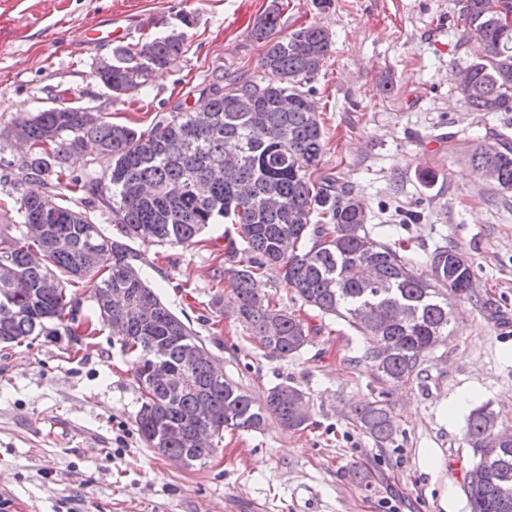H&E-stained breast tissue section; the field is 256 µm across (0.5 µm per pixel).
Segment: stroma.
Returning a JSON list of instances; mask_svg holds the SVG:
<instances>
[{"label": "stroma", "instance_id": "1", "mask_svg": "<svg viewBox=\"0 0 512 512\" xmlns=\"http://www.w3.org/2000/svg\"><path fill=\"white\" fill-rule=\"evenodd\" d=\"M270 0H0V198L11 192L24 143L13 119L55 105L98 113L143 131L217 66L254 69L261 44L248 32ZM193 23L182 27L180 17ZM456 0H288L282 33L315 23L333 50L315 78L326 132L321 172L352 188L374 235L392 227L415 252L450 245L473 264L476 301L458 302L453 331L426 358L425 380L390 393L393 443L378 446L353 409L378 395L356 333L315 316L275 272L257 285L315 325L296 356L265 357L228 304L224 258L237 234L211 225L191 247L130 244L150 287L255 400L288 381L307 392L310 420L288 430H225L205 466H175L147 448L132 358L110 329L93 346L59 331L0 345V512H469L463 434L471 408L489 404L512 426V190L483 180L468 162L472 135L512 139V112L468 110L459 73L469 62L449 20ZM120 15L125 41L184 28L187 51L158 71L140 100L117 101L95 74L112 43L87 40ZM419 218L405 222L407 212ZM475 392L449 416L450 402ZM451 500H443L445 489Z\"/></svg>", "mask_w": 512, "mask_h": 512}]
</instances>
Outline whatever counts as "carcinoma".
Wrapping results in <instances>:
<instances>
[{
    "label": "carcinoma",
    "mask_w": 512,
    "mask_h": 512,
    "mask_svg": "<svg viewBox=\"0 0 512 512\" xmlns=\"http://www.w3.org/2000/svg\"><path fill=\"white\" fill-rule=\"evenodd\" d=\"M454 26L471 58L462 94L472 112H512V29L497 17L512 0H457ZM284 0H271L249 37L263 46L254 72L214 70L195 91L208 95L205 113L181 103L148 131L94 122L79 107L59 105L13 123L25 140L14 199L18 224L0 225V343L55 332L51 324L81 322L91 339L107 326L133 357L141 406L137 431L146 447L188 466L204 464L216 445H195L196 409L208 401L212 438L224 429L257 431L270 419L288 429L308 421L306 393L281 382L255 402L238 383L212 375L216 358L190 322L182 320L143 279L127 241L183 247L201 242L211 224H233L247 263L227 253L224 276L237 320L261 338L264 354L285 360L314 332L273 297L254 287V275L275 270L301 303L345 321L362 340L354 365L365 364L380 387L421 382L425 354L452 333L448 297L473 301V269L457 248L429 254L430 273L403 239L384 241L367 227L363 202L319 172L324 128L312 82L332 50L330 33L315 24L280 34ZM482 32L471 41L472 29ZM186 52L173 31L112 49L97 66L112 97L146 88L152 73ZM94 152L112 155V170L95 182L79 175ZM469 161L495 172L492 184L512 190V142L488 132ZM112 215L117 236L102 233L90 213ZM120 296L98 318H80L78 288ZM199 348L195 359L184 350ZM359 428L379 446L397 429L387 403L369 400L353 410ZM166 425L179 430L163 432ZM503 422L489 405L468 416L463 442L471 453L463 490L470 512H512V442L496 441Z\"/></svg>",
    "instance_id": "1"
}]
</instances>
